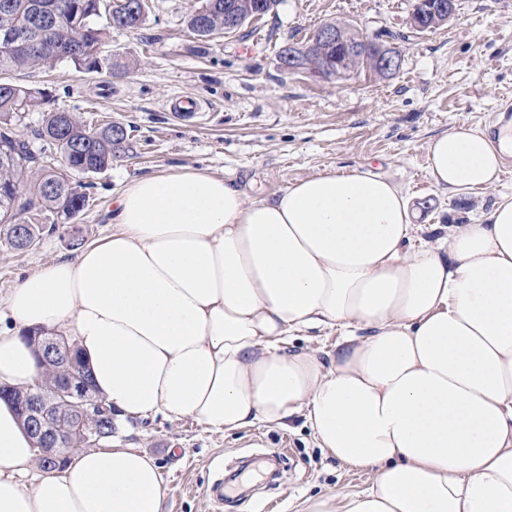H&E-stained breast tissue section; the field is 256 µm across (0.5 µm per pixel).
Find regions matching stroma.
I'll return each instance as SVG.
<instances>
[{
	"label": "stroma",
	"instance_id": "1",
	"mask_svg": "<svg viewBox=\"0 0 512 512\" xmlns=\"http://www.w3.org/2000/svg\"><path fill=\"white\" fill-rule=\"evenodd\" d=\"M413 3L279 0L263 19L203 40L188 25L196 0H148L144 25L110 30L94 61L1 75L40 93L15 128L37 154L38 168L60 166L57 148L38 137L53 111L96 127L122 124L130 149L101 173L73 175L89 205L71 224H59L29 251L0 242V301L19 277L70 254L71 228L87 242L111 230L112 196L131 179L181 166L234 180L251 202L316 173L369 168L402 188L426 239L454 224L483 223L499 195L512 193V172L493 186L448 194L428 174V143L460 126L495 133L494 111L512 95V0H460L448 23L425 33L409 25ZM329 23L393 38L399 69L339 82L285 71L281 48ZM255 40L258 50L242 53ZM184 98L201 112L174 116L171 103ZM116 439L160 465L164 512H266L273 499L279 512H297L307 496L357 491L374 477L318 448L299 418L286 429L224 434L189 417L158 415L131 422ZM218 484L220 500L212 492Z\"/></svg>",
	"mask_w": 512,
	"mask_h": 512
}]
</instances>
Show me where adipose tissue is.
<instances>
[{
	"mask_svg": "<svg viewBox=\"0 0 512 512\" xmlns=\"http://www.w3.org/2000/svg\"><path fill=\"white\" fill-rule=\"evenodd\" d=\"M512 123L428 144L436 186L499 179ZM369 170L319 173L269 201L191 167L132 179L112 228L24 276L0 317V385L41 369L27 335L65 336L123 424L158 414L217 432L303 417L318 447L375 470L298 512H512V193L482 224L422 239ZM338 332L334 351L284 350ZM32 440L0 400V512H162L156 460L79 448L29 478Z\"/></svg>",
	"mask_w": 512,
	"mask_h": 512,
	"instance_id": "adipose-tissue-1",
	"label": "adipose tissue"
}]
</instances>
